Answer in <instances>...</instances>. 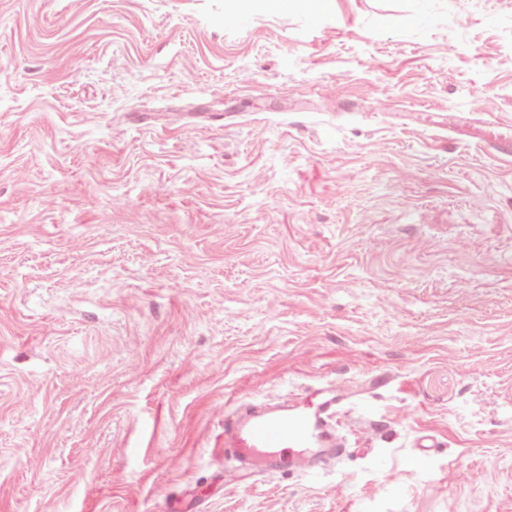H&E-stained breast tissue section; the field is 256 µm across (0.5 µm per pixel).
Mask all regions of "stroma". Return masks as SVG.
<instances>
[{
	"instance_id": "35a3bbf8",
	"label": "stroma",
	"mask_w": 512,
	"mask_h": 512,
	"mask_svg": "<svg viewBox=\"0 0 512 512\" xmlns=\"http://www.w3.org/2000/svg\"><path fill=\"white\" fill-rule=\"evenodd\" d=\"M488 112L512 0H0V512H512ZM339 378L321 482H225V412Z\"/></svg>"
}]
</instances>
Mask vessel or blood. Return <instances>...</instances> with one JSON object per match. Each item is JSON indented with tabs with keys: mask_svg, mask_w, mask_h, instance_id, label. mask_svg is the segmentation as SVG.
<instances>
[{
	"mask_svg": "<svg viewBox=\"0 0 512 512\" xmlns=\"http://www.w3.org/2000/svg\"><path fill=\"white\" fill-rule=\"evenodd\" d=\"M311 400L297 393L271 396L224 418L226 479L239 483L257 476L302 472L312 476L346 451L338 416L350 398L343 381L321 383Z\"/></svg>",
	"mask_w": 512,
	"mask_h": 512,
	"instance_id": "1",
	"label": "vessel or blood"
}]
</instances>
